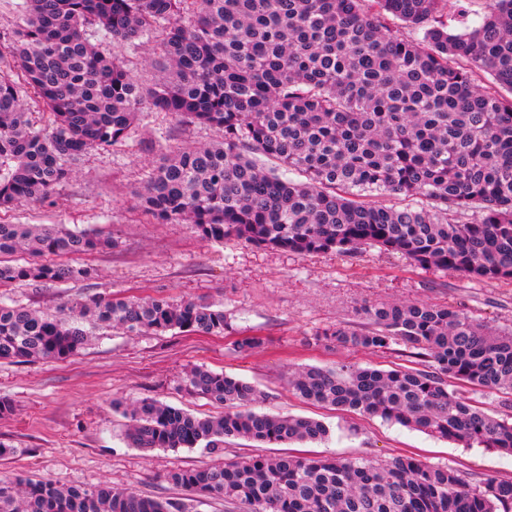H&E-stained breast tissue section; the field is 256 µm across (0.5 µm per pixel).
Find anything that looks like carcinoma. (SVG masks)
Here are the masks:
<instances>
[{
  "mask_svg": "<svg viewBox=\"0 0 512 512\" xmlns=\"http://www.w3.org/2000/svg\"><path fill=\"white\" fill-rule=\"evenodd\" d=\"M481 22L448 28L449 0H20L12 63L0 69V210L45 200L66 162L122 142L144 104L221 140L164 155L139 194L158 222L202 238L299 255L365 245L422 268L512 281V0H484ZM154 40L163 75L143 89L107 45ZM47 114L37 128L22 93ZM305 176L287 178L255 155ZM425 200L371 205L364 193ZM477 214L467 221L463 216ZM112 244L63 224L0 221V287L72 283L94 269L61 256ZM363 328L323 332L343 348L404 345L423 369L309 366L290 380L312 403L349 410L512 456V419L457 387L512 394V330L425 302L363 305ZM125 333L222 336L224 309L195 299L94 296L48 317L0 299V363L65 360L85 324ZM186 390L224 408L197 417L153 398L118 402L134 448H204L227 438L318 442L320 421L257 410L253 384L203 366ZM167 480L242 512H512V481L471 485L411 456L387 463L251 455L176 469ZM0 512H191L185 499L46 479L0 480Z\"/></svg>",
  "mask_w": 512,
  "mask_h": 512,
  "instance_id": "1",
  "label": "carcinoma"
}]
</instances>
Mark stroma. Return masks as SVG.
Listing matches in <instances>:
<instances>
[{
  "label": "stroma",
  "mask_w": 512,
  "mask_h": 512,
  "mask_svg": "<svg viewBox=\"0 0 512 512\" xmlns=\"http://www.w3.org/2000/svg\"><path fill=\"white\" fill-rule=\"evenodd\" d=\"M118 57L140 85L154 86L156 42L124 44ZM217 132L186 124L166 112L142 107L125 140L70 161L74 176L47 200L25 203L1 215L14 224H64L111 235L105 251L84 256L92 278L50 285L19 282L0 296L57 316L72 301L92 296H161L174 301L205 299L223 305L232 332L223 337L191 333L130 335L109 327L63 361L0 364V479L45 478L61 486L107 484L145 495L181 498L169 471L201 467L254 454L252 442L228 438L219 452L201 448L129 447L116 399L156 398L197 416L221 409L190 396L185 372L204 366L256 385L274 413L322 421L327 438L294 446L297 454L389 461L413 456L447 466L469 483L486 478L512 481V457L467 448L378 417L306 402L288 388L290 371L309 365L355 364L383 370L418 367L403 346L369 351L339 347L320 333L333 325L357 326L369 302L424 301L448 305L498 329L512 328V282H483L452 271L421 269L398 253L365 247L348 254L298 255L235 241L215 244L196 226L158 223L145 216L138 196L159 158L189 144H209ZM264 337L251 354L239 353L241 336Z\"/></svg>",
  "instance_id": "stroma-1"
}]
</instances>
